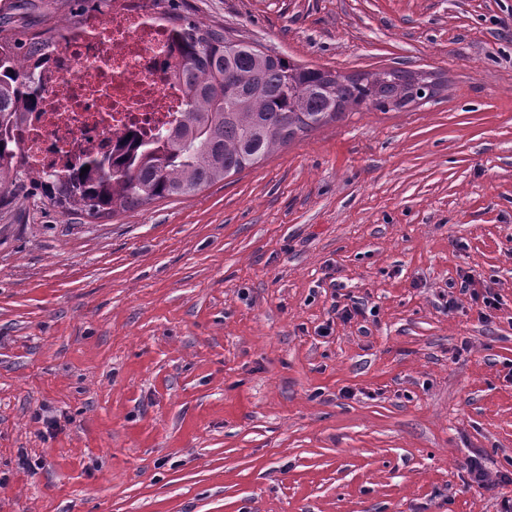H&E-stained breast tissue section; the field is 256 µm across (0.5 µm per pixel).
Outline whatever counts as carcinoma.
I'll list each match as a JSON object with an SVG mask.
<instances>
[{"mask_svg": "<svg viewBox=\"0 0 512 512\" xmlns=\"http://www.w3.org/2000/svg\"><path fill=\"white\" fill-rule=\"evenodd\" d=\"M182 37L172 77L185 88L180 125L125 159L86 155L68 174L37 173L48 196L80 204L92 217L158 199L197 193L264 160L278 146L352 109L404 107L433 96L410 71L382 69L342 76L271 56L247 43L228 52L224 27L169 14ZM45 48L0 28V203L14 195L26 163L20 133L38 107L25 62ZM89 171L81 173L84 167Z\"/></svg>", "mask_w": 512, "mask_h": 512, "instance_id": "1", "label": "carcinoma"}]
</instances>
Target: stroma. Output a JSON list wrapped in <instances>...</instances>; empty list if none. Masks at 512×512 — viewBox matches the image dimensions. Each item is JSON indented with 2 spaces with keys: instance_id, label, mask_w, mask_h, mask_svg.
Returning <instances> with one entry per match:
<instances>
[{
  "instance_id": "35a3bbf8",
  "label": "stroma",
  "mask_w": 512,
  "mask_h": 512,
  "mask_svg": "<svg viewBox=\"0 0 512 512\" xmlns=\"http://www.w3.org/2000/svg\"><path fill=\"white\" fill-rule=\"evenodd\" d=\"M111 4L0 0V21L39 36ZM177 5L304 65L438 89L109 217L22 180L0 205V512H500L512 0ZM466 275L498 294L491 320ZM476 452L495 489L465 484Z\"/></svg>"
}]
</instances>
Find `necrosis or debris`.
Here are the masks:
<instances>
[{"label": "necrosis or debris", "mask_w": 512, "mask_h": 512, "mask_svg": "<svg viewBox=\"0 0 512 512\" xmlns=\"http://www.w3.org/2000/svg\"><path fill=\"white\" fill-rule=\"evenodd\" d=\"M176 36L148 0L65 26L29 60L40 97L21 128L27 165L66 172L84 154L119 157L181 118L184 91L169 72Z\"/></svg>", "instance_id": "obj_1"}]
</instances>
